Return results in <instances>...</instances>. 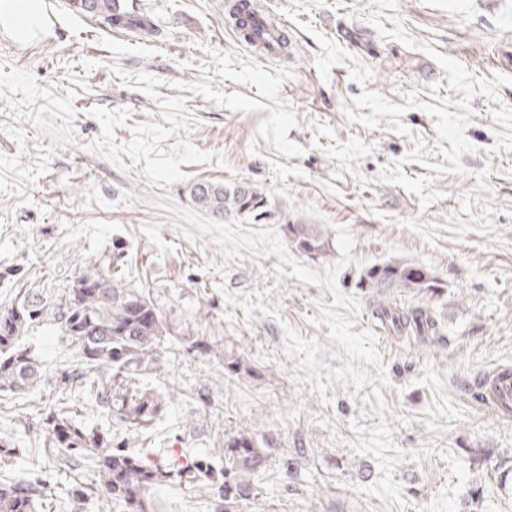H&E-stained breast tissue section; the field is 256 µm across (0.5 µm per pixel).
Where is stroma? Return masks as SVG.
I'll return each mask as SVG.
<instances>
[{
	"instance_id": "1",
	"label": "stroma",
	"mask_w": 512,
	"mask_h": 512,
	"mask_svg": "<svg viewBox=\"0 0 512 512\" xmlns=\"http://www.w3.org/2000/svg\"><path fill=\"white\" fill-rule=\"evenodd\" d=\"M225 0H132L156 33L102 26L50 0L51 17L19 37L0 12V308L19 291L47 300L75 276L118 258L128 287L146 292L171 332L158 370L142 385L166 393L162 419L145 431L148 457L221 447L245 429L274 438L257 493L240 512H512V420L483 408L466 384L512 366V0H253L288 22V58H253L227 30ZM290 70L279 97L296 123L285 157L258 136L265 112L232 110L177 81L257 98L256 87L216 76L211 50ZM159 79L158 96L184 95L186 135L224 166L185 164L186 181L150 186L141 166L118 167L89 150L101 127L94 106L127 109L115 141L163 123L158 96L136 86ZM247 184L263 195L252 229L318 224L328 240L346 227L355 264L338 274L356 296V330L374 333L389 381L386 409L371 387L333 383L313 391L284 351L285 328L347 355L328 327L308 324L332 294L278 277L279 259H226L210 236L158 206L188 207L191 183ZM401 258L432 268L440 296H401L438 322L426 339L390 333L371 315L358 280ZM263 293L279 318L228 305L226 293ZM56 372L73 360L51 317L25 338ZM105 427L92 402L63 383L0 395V433L20 445L0 476L24 478L45 458L41 422L64 400ZM292 466H284V457ZM55 487L38 512H101L70 490L94 469L59 456ZM156 512H210L201 485L152 492Z\"/></svg>"
}]
</instances>
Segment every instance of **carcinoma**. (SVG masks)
<instances>
[{
	"label": "carcinoma",
	"mask_w": 512,
	"mask_h": 512,
	"mask_svg": "<svg viewBox=\"0 0 512 512\" xmlns=\"http://www.w3.org/2000/svg\"><path fill=\"white\" fill-rule=\"evenodd\" d=\"M70 4L73 11L102 26L153 33L151 21L124 0H70ZM189 194L199 210L218 218L252 213L262 206L260 194L244 184L200 181L190 187ZM286 231L300 252L312 258L330 255L328 238L319 225L288 224ZM87 281L101 282L103 287H82ZM359 284L372 294L376 319L394 333L422 336L436 329L429 310L404 309L392 303V298L406 293L439 295L442 282L429 268L389 259L368 267ZM46 314L53 316L79 355L80 369L72 370L71 376L83 394L128 429H144L161 416L165 396L139 386L136 379L158 363L169 329L150 298L126 287L121 270L110 264L76 276L67 295L57 301L48 303L38 294H28L0 310V392L23 394L47 380L42 365L24 344L28 330ZM43 424L48 456L68 453L95 468L102 499L121 512H155L151 491L179 483L205 485L215 512H239L241 503L256 493L253 478L266 467L275 448L269 438L236 431L224 437L219 453L224 467L217 470L207 452L179 463L152 461L141 450L114 448L112 441L85 425L68 405L56 406ZM51 481L49 470L33 480L0 478V512H36Z\"/></svg>",
	"instance_id": "obj_1"
}]
</instances>
